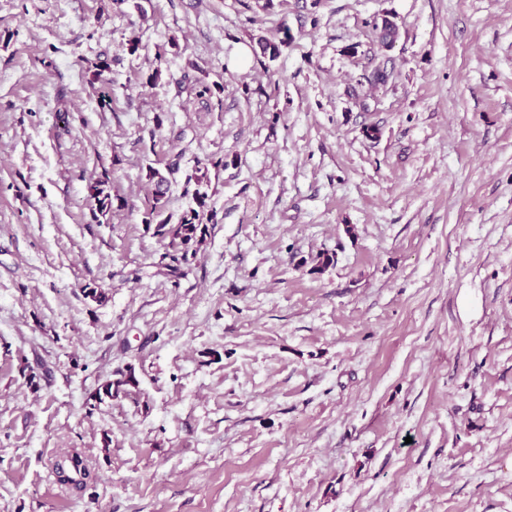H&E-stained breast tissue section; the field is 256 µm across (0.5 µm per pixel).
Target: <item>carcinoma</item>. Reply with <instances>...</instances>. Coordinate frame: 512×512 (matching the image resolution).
Returning a JSON list of instances; mask_svg holds the SVG:
<instances>
[{
    "label": "carcinoma",
    "mask_w": 512,
    "mask_h": 512,
    "mask_svg": "<svg viewBox=\"0 0 512 512\" xmlns=\"http://www.w3.org/2000/svg\"><path fill=\"white\" fill-rule=\"evenodd\" d=\"M108 69V63L100 60L88 69V84L98 86V103L102 108H108L112 105V95L106 90V79L104 72ZM150 179L154 180V192L152 195V205L147 212L145 223L156 225L158 235L169 239L173 251L164 254V257L170 259V262L164 265V268L170 274L179 272V264L187 260L189 248L200 247L206 240L207 225L203 223L205 212L209 208V195L204 187L209 185V169L206 167L195 168V174L189 176L187 181L195 184V189L184 187V195L191 196L194 206L183 211L178 218L167 212L169 202L170 182L160 174L159 171L150 170ZM87 198L91 204L93 215L105 216L112 211L115 196L112 195V181L109 176L104 174L102 177L91 181L86 186ZM137 379L134 373H128L124 378L116 381H105L94 393L89 396L86 406L89 410H94L96 405L103 402V398H111L118 394L122 386H134ZM55 470L62 481H69L71 477L69 472L85 471L82 459L77 455L67 456L59 459L55 463Z\"/></svg>",
    "instance_id": "carcinoma-1"
}]
</instances>
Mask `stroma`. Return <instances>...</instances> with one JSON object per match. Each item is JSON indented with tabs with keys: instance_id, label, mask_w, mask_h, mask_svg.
I'll use <instances>...</instances> for the list:
<instances>
[{
	"instance_id": "35a3bbf8",
	"label": "stroma",
	"mask_w": 512,
	"mask_h": 512,
	"mask_svg": "<svg viewBox=\"0 0 512 512\" xmlns=\"http://www.w3.org/2000/svg\"><path fill=\"white\" fill-rule=\"evenodd\" d=\"M0 512H512V0H0ZM108 63L104 60H100L88 69V84L95 88L96 84H100L98 88V103L101 108H108L112 105V95L106 90L105 85L107 84L106 79L103 77L104 72L108 69ZM151 180H154V192L152 205L146 213V224H156L158 235L169 238V243L174 248L164 254L162 259L169 258L170 263L164 264L169 274H177L181 261L187 260L190 247L195 246L194 253L206 240L207 224L203 223L205 212H209V195L204 186L209 185V169L207 167L195 168V174L188 176L184 187V195H190L189 185L192 180L196 188L191 193L195 207L183 211L176 221H172L173 215L167 212L169 202L170 182L160 174L158 170L150 169ZM180 253V254H179ZM87 198L91 204L93 215L95 218L106 216L112 211L114 199H120L117 195H112V181L106 171L102 177L90 181L87 186ZM137 379L132 373V369L129 370V373L124 377V379H118L115 382L112 380L105 381L94 393H92L87 402L86 406L89 408V412L94 410L98 404L104 401L103 397L112 398L119 393L121 386H136ZM90 401H93L90 402ZM95 402V403H94ZM97 404V405H96Z\"/></svg>"
}]
</instances>
